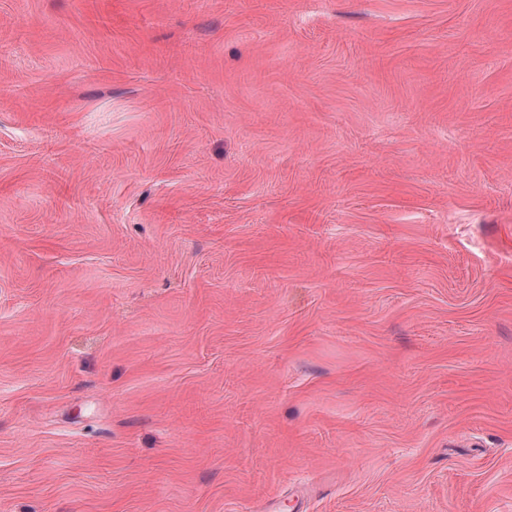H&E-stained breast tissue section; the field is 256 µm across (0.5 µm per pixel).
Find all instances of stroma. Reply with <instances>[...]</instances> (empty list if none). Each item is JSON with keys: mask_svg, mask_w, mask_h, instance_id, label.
<instances>
[{"mask_svg": "<svg viewBox=\"0 0 512 512\" xmlns=\"http://www.w3.org/2000/svg\"><path fill=\"white\" fill-rule=\"evenodd\" d=\"M512 512V0H0V512Z\"/></svg>", "mask_w": 512, "mask_h": 512, "instance_id": "35a3bbf8", "label": "stroma"}]
</instances>
